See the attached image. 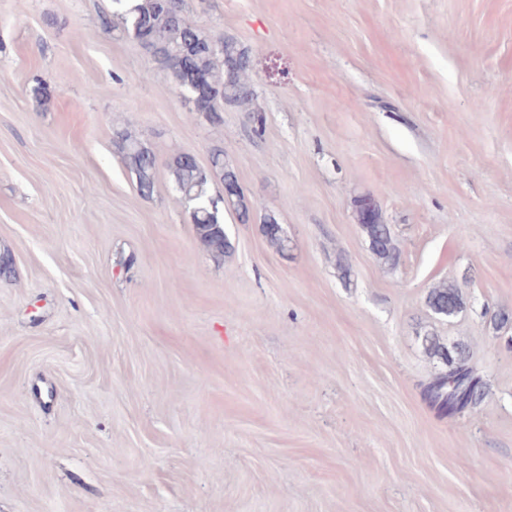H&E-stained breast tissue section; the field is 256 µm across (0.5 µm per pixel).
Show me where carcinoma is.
<instances>
[{
  "label": "carcinoma",
  "instance_id": "cac0c4a2",
  "mask_svg": "<svg viewBox=\"0 0 512 512\" xmlns=\"http://www.w3.org/2000/svg\"><path fill=\"white\" fill-rule=\"evenodd\" d=\"M112 15L102 18L105 28L111 27V17L122 20L124 31L142 44L154 60L173 70L177 85L187 93L202 86L207 97L197 100V112L214 124L223 123L224 104L247 107L254 91L249 83L251 65L249 51L231 38L216 45L208 35L185 18L180 0H111ZM119 148L126 167L135 174L141 196L154 193L156 153L128 128L116 131ZM213 169L226 184L239 183L235 169L224 162V150L215 148L210 154ZM166 167L174 190L192 201V213L197 235L206 250L222 256L230 248L224 242V222L220 214H212L211 178L206 168L185 159L176 152L167 158ZM373 253L383 263L395 267L400 256L393 243L390 228L375 221H361ZM428 307L436 314L453 316L461 309V297L453 284L441 283L427 294ZM425 350L448 366L421 389L427 405L448 417L462 415L480 404L485 396V383L469 363V349L463 342L450 346L434 336L422 339Z\"/></svg>",
  "mask_w": 512,
  "mask_h": 512
}]
</instances>
